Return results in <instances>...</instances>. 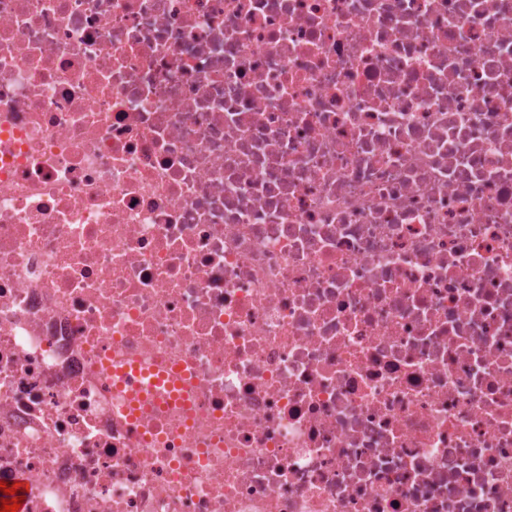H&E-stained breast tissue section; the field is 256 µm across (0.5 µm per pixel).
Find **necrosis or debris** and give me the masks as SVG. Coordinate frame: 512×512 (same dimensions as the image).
<instances>
[{
  "mask_svg": "<svg viewBox=\"0 0 512 512\" xmlns=\"http://www.w3.org/2000/svg\"><path fill=\"white\" fill-rule=\"evenodd\" d=\"M176 398L137 421L107 366ZM24 512H512V0H0V481Z\"/></svg>",
  "mask_w": 512,
  "mask_h": 512,
  "instance_id": "4bbe7bcc",
  "label": "necrosis or debris"
}]
</instances>
